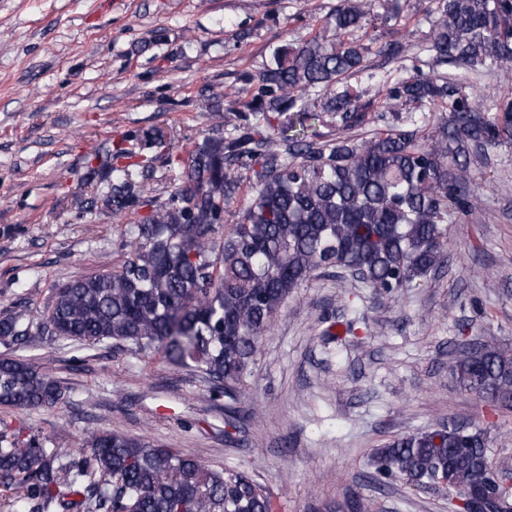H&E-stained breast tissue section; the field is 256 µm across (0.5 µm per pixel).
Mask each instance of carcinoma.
Returning a JSON list of instances; mask_svg holds the SVG:
<instances>
[{"label":"carcinoma","instance_id":"cac0c4a2","mask_svg":"<svg viewBox=\"0 0 512 512\" xmlns=\"http://www.w3.org/2000/svg\"><path fill=\"white\" fill-rule=\"evenodd\" d=\"M435 34L423 48L434 68L512 66V0H435ZM369 25L356 0L333 9L314 36L285 44L250 72L251 97L231 108L240 123H215L187 151L185 180L166 199L153 194L154 157L121 145L92 171L91 206L144 211L127 229L132 250L51 289L43 309L0 317V406L54 408L65 389L50 370L13 351L69 341L160 355L203 375L209 393L244 398L241 382L286 299L314 272L357 274L373 295L420 285L448 263L451 216L468 212L469 165L487 148L512 144V99L489 112L464 86L418 66L387 89L409 108L442 113L430 129L398 112L374 117L343 80L379 53L354 37ZM338 132L316 130L322 114ZM286 114L285 123L276 124ZM386 128L358 137L374 119ZM451 370L483 399L512 406V352L459 349ZM487 432L442 425L395 436L376 450L378 473L417 488L450 476L477 512H512L503 486L487 485ZM0 486L16 512H273L265 490L233 469H214L142 437L101 430L62 458L31 438L0 434Z\"/></svg>","mask_w":512,"mask_h":512}]
</instances>
